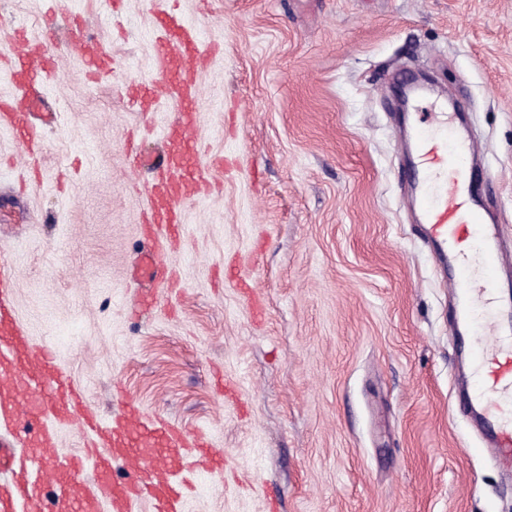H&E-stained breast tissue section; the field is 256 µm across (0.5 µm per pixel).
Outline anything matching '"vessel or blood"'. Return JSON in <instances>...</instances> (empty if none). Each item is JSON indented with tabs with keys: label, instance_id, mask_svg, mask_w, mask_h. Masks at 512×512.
<instances>
[{
	"label": "vessel or blood",
	"instance_id": "1",
	"mask_svg": "<svg viewBox=\"0 0 512 512\" xmlns=\"http://www.w3.org/2000/svg\"><path fill=\"white\" fill-rule=\"evenodd\" d=\"M155 37L149 68L152 83H130L125 95L137 111L173 107V122L162 127L169 143L158 158L139 156L138 166L166 169L168 183L154 187L151 221L159 228L150 246L134 266L136 279L171 283L173 273L164 260L170 241L179 239L181 215L187 203L196 201L210 182V168L198 150L197 128L201 105L199 74L216 48L203 42L198 24L177 12L152 11ZM67 25L71 32L56 43L53 31ZM83 20L71 11L67 0H53V7L39 38L27 30H14L0 43V60L11 63L10 76L18 84L17 95L0 99V128L16 134L17 148L27 158L41 150L45 127L37 117L41 95L30 93L25 80L39 71L45 82H56V53L86 63L90 74L115 72L110 50L93 44L85 35ZM417 165L413 185L417 189V222L425 243L447 263L450 288L464 299L470 315L480 317L492 329L495 341L471 354L481 377L469 407L486 432L487 450L493 456L512 459V299L500 297L495 282L507 261L499 225L490 223L478 198L483 192L474 167L476 144L460 128L419 121L414 130ZM18 270L9 242L0 238V432L19 429L25 418L40 420L32 451L23 455L0 448V512H133L139 499H148L154 512H173L179 500V476L190 468L192 455L210 461L212 472L223 469V455L197 446L181 430L159 423L147 428L136 410L125 405L117 420L107 422L89 414L81 391L57 364L55 352L31 343L16 320H4L14 306ZM81 423L89 446L68 456L58 448L57 430ZM126 470L123 481L112 478L114 464ZM59 490L53 505H46V484Z\"/></svg>",
	"mask_w": 512,
	"mask_h": 512
}]
</instances>
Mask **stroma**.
Instances as JSON below:
<instances>
[{
    "label": "stroma",
    "instance_id": "obj_1",
    "mask_svg": "<svg viewBox=\"0 0 512 512\" xmlns=\"http://www.w3.org/2000/svg\"><path fill=\"white\" fill-rule=\"evenodd\" d=\"M114 74L59 58V112L39 190L0 132V206L19 266L16 314L103 417L119 397L203 432L224 479L188 478L184 512H512V463L474 452L466 357L446 274L407 206L413 162L392 88L422 71L462 97L489 183L482 204L512 246V0H163L222 48L201 77L208 196L183 209L179 285L140 315L130 272L147 241L153 174L128 146L162 145L167 112L121 94L148 82L151 0H72ZM49 0H0V36L41 30Z\"/></svg>",
    "mask_w": 512,
    "mask_h": 512
}]
</instances>
